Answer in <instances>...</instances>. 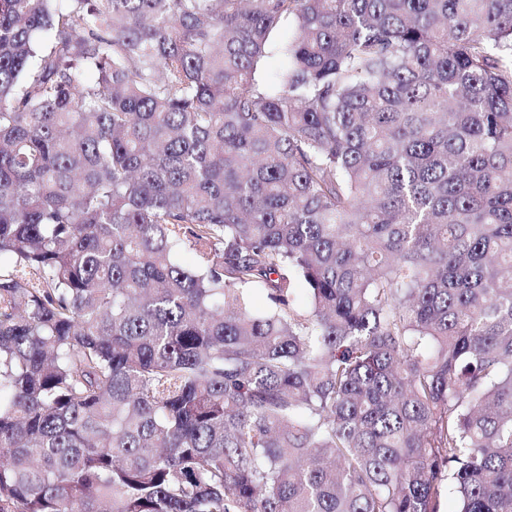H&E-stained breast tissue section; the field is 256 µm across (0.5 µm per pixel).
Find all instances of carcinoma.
<instances>
[{"mask_svg": "<svg viewBox=\"0 0 512 512\" xmlns=\"http://www.w3.org/2000/svg\"><path fill=\"white\" fill-rule=\"evenodd\" d=\"M448 486L512 512V0H0V512Z\"/></svg>", "mask_w": 512, "mask_h": 512, "instance_id": "cac0c4a2", "label": "carcinoma"}]
</instances>
